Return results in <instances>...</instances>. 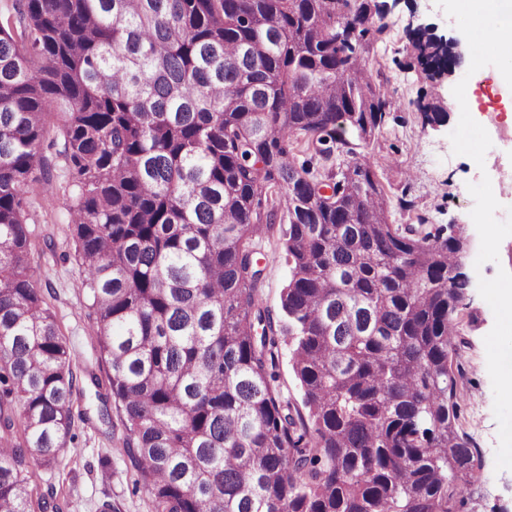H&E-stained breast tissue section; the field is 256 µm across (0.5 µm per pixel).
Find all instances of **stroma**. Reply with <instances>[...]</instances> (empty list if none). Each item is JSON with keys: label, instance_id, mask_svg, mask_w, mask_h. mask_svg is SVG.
Masks as SVG:
<instances>
[{"label": "stroma", "instance_id": "1", "mask_svg": "<svg viewBox=\"0 0 512 512\" xmlns=\"http://www.w3.org/2000/svg\"><path fill=\"white\" fill-rule=\"evenodd\" d=\"M430 24L438 33L458 36L454 20L445 14L436 0H400L388 22L391 36L379 44L367 63L375 82L388 90L392 107L383 128L361 153L370 163L389 204L393 223L412 224L425 216L433 224L463 225L470 247L463 259L473 284L468 290L467 307L459 316V330L465 340L457 362L465 375L460 400L464 431L483 455V468L470 487V512H512V470H496L495 454L499 443L498 423L494 416V395L487 368L485 336L494 326V314L480 296L476 282L491 279L498 269L512 271V236L499 248L498 262L476 265L480 238L471 219L474 200L467 186L489 177L501 205L498 219H506L512 206V181L503 176L505 164L512 162V125L506 122V110L495 82V67L484 70L475 95L478 111L475 121L488 132L492 146L484 166L454 154L450 133L456 127L458 102L451 82L428 81L411 68V48L405 36L409 21ZM443 98L450 117L443 125L424 124L418 101ZM63 162L54 160L48 182L30 186L33 201L30 220L40 233L39 254L34 267L51 310L66 338L76 371L90 370L107 378L109 364L100 356L95 341L97 327L87 310L88 290L83 281L84 268L78 257L71 223L72 217L62 198ZM411 201V209L400 207ZM260 267L263 271L262 297L272 313L280 311V291L288 279L284 252L276 239L262 244ZM85 396L80 410L88 412L89 422L75 421L73 442L62 449L56 465L40 470L39 492L63 494L64 512H101L110 503L112 512H149L146 495L138 489L136 475L114 439L121 432L119 418L101 424L97 418L98 401L88 380H81Z\"/></svg>", "mask_w": 512, "mask_h": 512}]
</instances>
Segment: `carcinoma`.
<instances>
[{"label": "carcinoma", "instance_id": "carcinoma-1", "mask_svg": "<svg viewBox=\"0 0 512 512\" xmlns=\"http://www.w3.org/2000/svg\"><path fill=\"white\" fill-rule=\"evenodd\" d=\"M389 35L378 0H12L0 15V508L61 512L36 478L74 439L77 374L28 223L47 142L112 368L99 398L121 410L151 512H462L483 458L459 424V239L390 222L344 139L390 112L366 66ZM406 38L435 81L451 62L443 36ZM331 143L336 168L322 170ZM277 231L278 322L255 243ZM284 344L299 405L275 385Z\"/></svg>", "mask_w": 512, "mask_h": 512}]
</instances>
